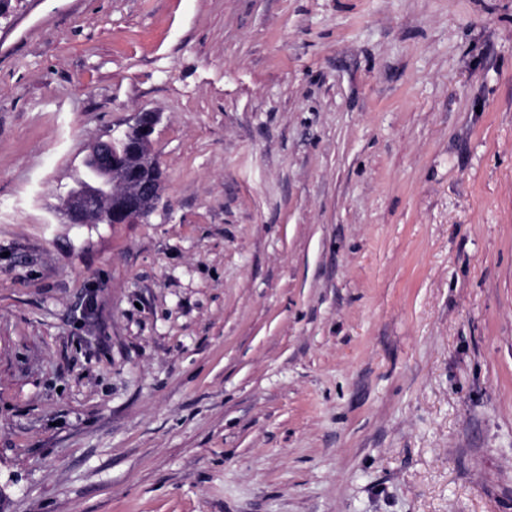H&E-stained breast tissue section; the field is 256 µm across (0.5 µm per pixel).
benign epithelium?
<instances>
[{"label": "benign epithelium", "instance_id": "1", "mask_svg": "<svg viewBox=\"0 0 512 512\" xmlns=\"http://www.w3.org/2000/svg\"><path fill=\"white\" fill-rule=\"evenodd\" d=\"M159 122L157 112H138L131 126L91 144L85 161L89 184L71 190L64 200L63 215L68 223L95 224L104 215L109 224H134L159 205L163 179L145 174L159 166L157 156L151 155L150 163L144 165L123 149L131 131L153 144Z\"/></svg>", "mask_w": 512, "mask_h": 512}]
</instances>
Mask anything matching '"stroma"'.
<instances>
[{"instance_id":"stroma-1","label":"stroma","mask_w":512,"mask_h":512,"mask_svg":"<svg viewBox=\"0 0 512 512\" xmlns=\"http://www.w3.org/2000/svg\"><path fill=\"white\" fill-rule=\"evenodd\" d=\"M160 113L158 210L70 224ZM7 512H512V0H11Z\"/></svg>"}]
</instances>
